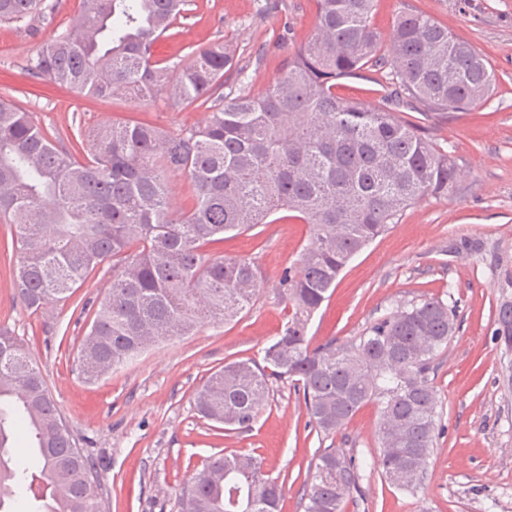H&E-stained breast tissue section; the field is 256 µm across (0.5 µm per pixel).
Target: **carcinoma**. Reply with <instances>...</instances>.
Masks as SVG:
<instances>
[{"label": "carcinoma", "mask_w": 512, "mask_h": 512, "mask_svg": "<svg viewBox=\"0 0 512 512\" xmlns=\"http://www.w3.org/2000/svg\"><path fill=\"white\" fill-rule=\"evenodd\" d=\"M187 0H81L72 31L28 60L36 77L79 94L164 95L208 110L200 126L167 132L112 120L54 143L34 113L0 99V220L16 229V290L30 309L66 301L107 260L112 283L92 312L79 368L91 382L162 339L249 309L260 270L211 247L281 210L312 225L299 269L279 285L292 313L261 359L224 364L196 393L198 414L248 429L277 382L302 394L309 423L329 436L365 405L379 409L382 475L415 494L436 440V360L455 332L438 298L401 306L346 343L311 347L306 325L348 262L426 196L457 183L454 158L400 112H466L495 91L487 61L427 14L401 12L383 36L376 0H314L311 38L285 58L263 92L224 91L241 75L235 49L217 41L172 69L158 37ZM46 0H0V22L43 16ZM388 52L380 53L383 42ZM387 71L380 104L336 94L365 68ZM89 154L76 151L84 140ZM186 173L190 209L168 211L165 176ZM495 336L512 347V300ZM361 463L320 448L306 476L303 512H342ZM283 487L252 454L211 457L183 488L180 512H281ZM108 512L97 465L78 448L24 344L0 329V512Z\"/></svg>", "instance_id": "cac0c4a2"}]
</instances>
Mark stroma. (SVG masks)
I'll return each mask as SVG.
<instances>
[{
    "mask_svg": "<svg viewBox=\"0 0 512 512\" xmlns=\"http://www.w3.org/2000/svg\"><path fill=\"white\" fill-rule=\"evenodd\" d=\"M50 2L49 21L0 23V95L61 131L125 119L166 131L205 122L206 111L164 97L149 104L123 95L96 99L33 78L28 59L69 32L81 8V0ZM406 8L447 25L484 55L498 90L469 112L406 113L451 151L457 186L448 197L420 200L356 255L307 335L316 345L344 341L398 305L429 297L454 306L458 329L434 380L439 420L425 482L411 495L385 481L373 404L330 437L312 428L286 383L274 385L247 430L224 431L194 410V395L211 372L261 358L283 331L289 304L278 279L310 239L302 221L283 216L225 239L224 255L250 258L262 273L245 314L153 346L93 385L79 374L77 351L90 322L80 308L104 296L111 264L93 271L67 301L32 310L13 283L17 252H0V327L28 344L78 446L97 463L109 512H179L181 490L194 473L211 455L230 450L261 459L283 485L282 512H300L311 460L329 446L363 462L344 512H512V351L494 336L498 301L512 296V0H377L376 28L389 33ZM189 10L159 41L157 59L183 64L214 41H232L240 81L254 94L275 80L316 22L313 0H190Z\"/></svg>",
    "mask_w": 512,
    "mask_h": 512,
    "instance_id": "obj_1",
    "label": "stroma"
}]
</instances>
